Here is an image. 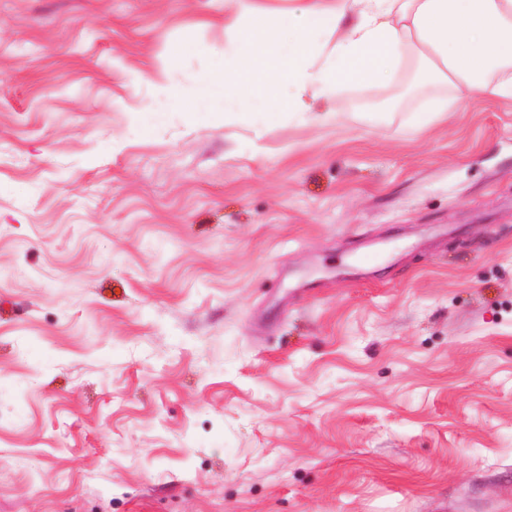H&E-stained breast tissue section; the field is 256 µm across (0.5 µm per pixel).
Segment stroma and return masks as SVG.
<instances>
[{
	"label": "stroma",
	"mask_w": 512,
	"mask_h": 512,
	"mask_svg": "<svg viewBox=\"0 0 512 512\" xmlns=\"http://www.w3.org/2000/svg\"><path fill=\"white\" fill-rule=\"evenodd\" d=\"M224 2L0 0V512H512V100L189 122ZM443 112H448V99L437 98L432 100L429 107L417 112L412 119V127L421 131L428 127Z\"/></svg>",
	"instance_id": "obj_1"
}]
</instances>
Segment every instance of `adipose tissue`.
<instances>
[{"label": "adipose tissue", "instance_id": "1", "mask_svg": "<svg viewBox=\"0 0 512 512\" xmlns=\"http://www.w3.org/2000/svg\"><path fill=\"white\" fill-rule=\"evenodd\" d=\"M409 64L454 92L417 112L415 130L450 108L512 99V0H227L224 50L208 73L189 93L168 81L157 89L190 121L220 113L260 131Z\"/></svg>", "mask_w": 512, "mask_h": 512}]
</instances>
